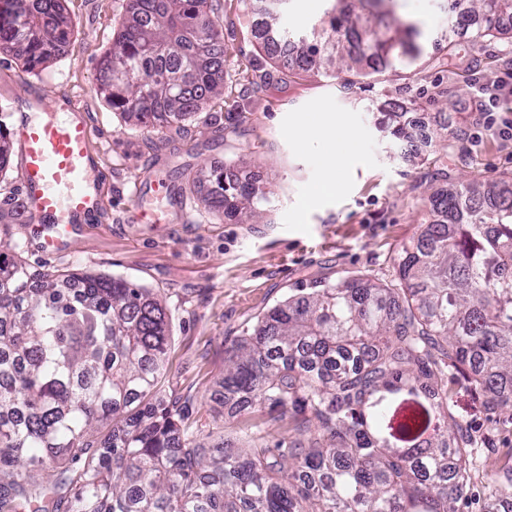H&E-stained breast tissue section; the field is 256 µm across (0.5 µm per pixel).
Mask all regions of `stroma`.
Instances as JSON below:
<instances>
[{
	"instance_id": "obj_1",
	"label": "stroma",
	"mask_w": 512,
	"mask_h": 512,
	"mask_svg": "<svg viewBox=\"0 0 512 512\" xmlns=\"http://www.w3.org/2000/svg\"><path fill=\"white\" fill-rule=\"evenodd\" d=\"M212 19L224 36V92L178 124L143 127L98 92L100 62L130 16V0H66L71 35L66 51L39 72L0 53V107L68 94L87 123L91 150L110 172L102 207L73 235L65 252L44 255L11 200L19 194L17 163L0 172V240L8 256L31 272L77 270L120 275L153 288L172 314L168 369L160 395L187 404L189 417L213 441L240 447L243 422L216 427L224 377V349L258 316L310 280L362 275L387 282L396 260L431 223L429 196L445 180L512 175V139L478 110L450 106L451 95L479 94L484 77L512 64V37L466 47L465 64L448 67L440 44L448 30L444 0H399L397 14L418 22L427 54L413 68L358 78L345 73H290L264 92L253 84L278 75L251 35L254 16L241 0H213ZM405 102L403 123L427 131L407 157L399 141L380 131L373 103ZM334 117L359 135V149L343 169L342 194L313 202L323 175L317 145L296 127ZM245 160L239 178H259L270 191L260 223L234 213L217 217L203 204L198 169ZM447 178H439V171ZM477 439L476 471L459 512H487L491 463L512 455V424L495 423L462 382L449 386Z\"/></svg>"
}]
</instances>
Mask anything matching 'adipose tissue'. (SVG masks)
Wrapping results in <instances>:
<instances>
[{"label": "adipose tissue", "instance_id": "1", "mask_svg": "<svg viewBox=\"0 0 512 512\" xmlns=\"http://www.w3.org/2000/svg\"><path fill=\"white\" fill-rule=\"evenodd\" d=\"M299 134L310 143H345V152L324 155L323 176L315 188L316 196H328L341 193L344 183L340 173L349 156L357 150V137L341 121H326L314 127H301Z\"/></svg>", "mask_w": 512, "mask_h": 512}]
</instances>
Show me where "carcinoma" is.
Segmentation results:
<instances>
[{"mask_svg": "<svg viewBox=\"0 0 512 512\" xmlns=\"http://www.w3.org/2000/svg\"><path fill=\"white\" fill-rule=\"evenodd\" d=\"M364 12L325 0L311 34L258 11L254 37L287 71L366 75L423 56L417 25L395 0ZM132 15L101 61L100 89L144 125L176 124L224 87V39L208 0H131ZM456 38L512 31V0H448ZM61 0H0V50L42 70L68 44ZM0 114V172L12 146ZM208 207L238 200L246 220L264 186L214 170ZM434 220L399 256L396 277L314 282L242 330L225 349L222 405L290 415L295 434L269 445L265 422L247 444H209L177 402L156 389L166 370L171 314L153 290L74 271L33 282L0 255V512H456L474 472L475 438L456 410L448 371L512 407V177L460 179L430 196ZM402 395L418 409L397 437L382 429ZM111 426L94 438L100 426ZM51 467L54 474L41 472ZM494 494L512 496V466Z\"/></svg>", "mask_w": 512, "mask_h": 512, "instance_id": "1", "label": "carcinoma"}]
</instances>
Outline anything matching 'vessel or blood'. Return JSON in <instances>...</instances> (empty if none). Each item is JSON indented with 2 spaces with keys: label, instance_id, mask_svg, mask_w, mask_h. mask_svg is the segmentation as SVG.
Masks as SVG:
<instances>
[{
  "label": "vessel or blood",
  "instance_id": "1",
  "mask_svg": "<svg viewBox=\"0 0 512 512\" xmlns=\"http://www.w3.org/2000/svg\"><path fill=\"white\" fill-rule=\"evenodd\" d=\"M68 95L39 102L36 114L16 112L12 135L20 148L21 193L41 250L66 247L78 217L99 211L101 172L91 160L85 124Z\"/></svg>",
  "mask_w": 512,
  "mask_h": 512
}]
</instances>
